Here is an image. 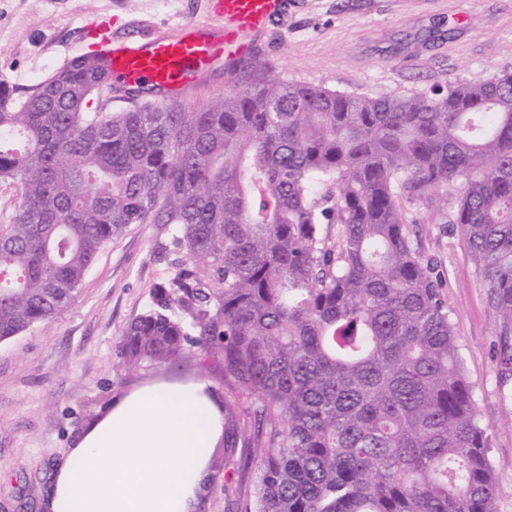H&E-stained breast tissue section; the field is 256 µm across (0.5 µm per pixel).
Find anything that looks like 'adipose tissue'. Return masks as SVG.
<instances>
[{
	"label": "adipose tissue",
	"mask_w": 512,
	"mask_h": 512,
	"mask_svg": "<svg viewBox=\"0 0 512 512\" xmlns=\"http://www.w3.org/2000/svg\"><path fill=\"white\" fill-rule=\"evenodd\" d=\"M224 439L211 384L153 379L112 398L56 466L50 512H197Z\"/></svg>",
	"instance_id": "obj_1"
}]
</instances>
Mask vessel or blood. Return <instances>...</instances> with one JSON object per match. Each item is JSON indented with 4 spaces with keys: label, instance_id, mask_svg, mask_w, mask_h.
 Returning <instances> with one entry per match:
<instances>
[{
    "label": "vessel or blood",
    "instance_id": "obj_1",
    "mask_svg": "<svg viewBox=\"0 0 512 512\" xmlns=\"http://www.w3.org/2000/svg\"><path fill=\"white\" fill-rule=\"evenodd\" d=\"M283 7L284 0H214L218 22L210 28L186 20L168 33L136 31L105 41L108 78L116 90L147 84L184 98L214 62L231 72L245 65L253 53L251 35L264 31Z\"/></svg>",
    "mask_w": 512,
    "mask_h": 512
}]
</instances>
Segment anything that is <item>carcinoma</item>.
Returning a JSON list of instances; mask_svg holds the SVG:
<instances>
[{"label": "carcinoma", "mask_w": 512, "mask_h": 512, "mask_svg": "<svg viewBox=\"0 0 512 512\" xmlns=\"http://www.w3.org/2000/svg\"><path fill=\"white\" fill-rule=\"evenodd\" d=\"M250 79L197 112L101 101L99 53L20 95L0 80V341L77 299L133 224L182 267L127 325L119 364L219 359L224 469L257 462L245 512H496L485 429L404 204L442 189L502 335L512 332V74L369 97ZM339 225L336 249L323 226Z\"/></svg>", "instance_id": "1"}]
</instances>
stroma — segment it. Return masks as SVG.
<instances>
[{"mask_svg": "<svg viewBox=\"0 0 512 512\" xmlns=\"http://www.w3.org/2000/svg\"><path fill=\"white\" fill-rule=\"evenodd\" d=\"M212 20L211 0H0V79L27 92L91 52L85 26L113 35ZM274 74L371 97L407 95L512 73V0H287L252 37ZM412 235L448 309L497 484L512 512V365L474 257L434 204L412 207ZM161 224H134L92 264L76 302L55 319L0 342V512H47L44 489L78 433L112 397L155 377L203 378L223 391L219 364L198 353L137 370L116 366L125 327L173 274ZM257 461L247 449L214 471L202 512H239Z\"/></svg>", "mask_w": 512, "mask_h": 512, "instance_id": "stroma-1", "label": "stroma"}]
</instances>
